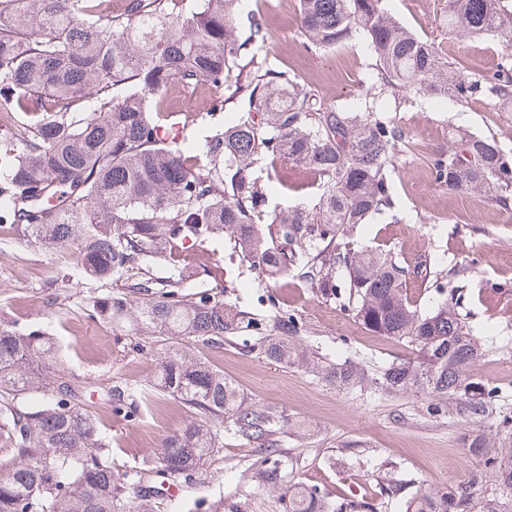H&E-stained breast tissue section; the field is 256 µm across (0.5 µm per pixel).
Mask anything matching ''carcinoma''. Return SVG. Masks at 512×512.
<instances>
[{"instance_id":"cac0c4a2","label":"carcinoma","mask_w":512,"mask_h":512,"mask_svg":"<svg viewBox=\"0 0 512 512\" xmlns=\"http://www.w3.org/2000/svg\"><path fill=\"white\" fill-rule=\"evenodd\" d=\"M306 45L318 51L367 41L376 58L374 94L488 100L512 109V58L489 74H462L431 42L413 35L383 0H299ZM448 33H497L512 39L508 0H447ZM240 0H0V232L42 245L90 279L115 290L92 297L89 317L159 354L149 392L114 388L107 401L131 411L147 394L171 397L204 423L168 437L159 463L192 475L221 460L224 430L265 453L258 478L282 480L276 459L286 418L251 404L214 368L205 351L243 338L262 357L297 366L337 388L422 391L454 400L475 420L499 388L471 374L485 349L458 310L424 314L408 295L391 256L339 243L375 212L391 208L385 171L402 139L371 109L340 114L315 90L258 60L267 34L255 17L240 40ZM230 86L248 103L232 124H214L201 143L189 137L207 112H167L173 90ZM85 101L76 107L77 99ZM182 136L167 137L172 125ZM448 152L430 157L434 180L450 191L512 204V158L485 138L451 135ZM269 159L300 163L318 176L312 209L269 212L260 174ZM229 237L260 273L286 276L298 264L321 295L340 303L369 332L404 341L413 357L379 369L333 364L301 347L298 318L281 308L260 318L224 301L222 268L210 253ZM346 272L336 283V268ZM213 285L192 289L198 269ZM0 434L11 461L0 467V512H153L164 497L141 481L112 480L110 445L97 412L79 401L76 379L59 364L40 329L0 322ZM498 439L470 436L486 458L498 495L481 512H512V416ZM425 492L406 512H472L473 489ZM330 505L315 487L289 489L288 512H359Z\"/></svg>"}]
</instances>
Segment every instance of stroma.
Masks as SVG:
<instances>
[{
    "mask_svg": "<svg viewBox=\"0 0 512 512\" xmlns=\"http://www.w3.org/2000/svg\"><path fill=\"white\" fill-rule=\"evenodd\" d=\"M263 2L247 0L244 9L264 12L268 39L256 52L265 67L288 71L314 89L325 107L361 112L372 106L401 130L387 168L393 206L369 216L348 242L357 249L389 251L421 312L448 303L451 292L460 294L457 309L486 349L473 374L501 391L494 413L476 424L453 411L430 415L434 398L420 391L386 396L338 389L271 362L233 338L206 357L249 400L286 416L278 436L283 483L258 482L261 454L230 434L218 472L175 477L161 469L157 457L167 436L194 422L193 413L180 402L156 397L129 418L98 401L109 387L145 388L158 361L88 317L85 303L94 281L67 270L40 245L0 234V317L20 329L43 327L57 338L65 366L85 381V398L96 405L115 478L136 474L148 486L178 481L180 493L160 500L156 512H288L287 486L297 481L317 486L332 502L365 501V512H406L409 498L464 485L472 473L485 471L484 457L469 453L464 438L478 428L493 431L498 412L512 411V206L448 191L429 168L430 156L450 147L452 128L493 139L512 155V111L477 100L370 98L375 59L364 40L331 52L311 50L298 23V0H288L283 11L263 9ZM384 6L468 72L491 73L502 57L512 56V42L497 36H449L445 0H385ZM272 169L288 184L265 180L268 209L317 203L319 180L304 166L279 160ZM231 253L227 243L214 257L224 267L229 303L265 314L279 301L300 319L302 342L336 363L388 364L410 356L404 342L365 330L299 271L263 282ZM387 478L398 483L397 491L382 490Z\"/></svg>",
    "mask_w": 512,
    "mask_h": 512,
    "instance_id": "obj_1",
    "label": "stroma"
}]
</instances>
